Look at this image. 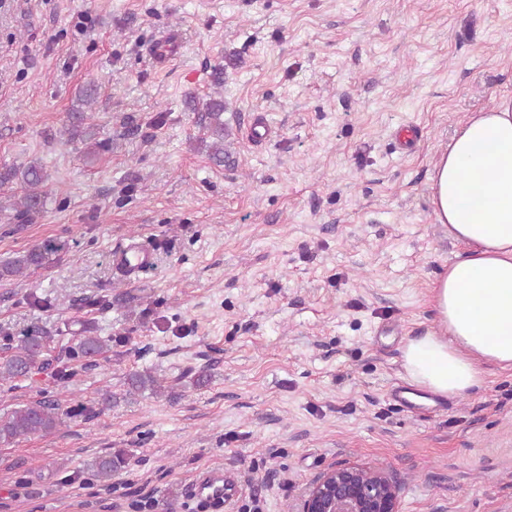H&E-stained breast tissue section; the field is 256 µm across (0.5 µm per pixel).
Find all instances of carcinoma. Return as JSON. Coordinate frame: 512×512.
Here are the masks:
<instances>
[{"instance_id":"cac0c4a2","label":"carcinoma","mask_w":512,"mask_h":512,"mask_svg":"<svg viewBox=\"0 0 512 512\" xmlns=\"http://www.w3.org/2000/svg\"><path fill=\"white\" fill-rule=\"evenodd\" d=\"M187 105L197 113L198 123L205 131L206 137L202 138L201 143L205 144L209 159L219 166L224 164V159L228 158V151L224 148V100L211 97L201 101L191 96ZM14 181L19 183L21 195L13 205L14 214L8 217V221L21 227L33 223L44 210L48 174L36 159L21 167H1L0 186ZM61 249V245L51 240L25 249L12 261L0 266V279L20 275L32 267H42L50 263L52 256ZM107 347V340L100 336L84 335L79 338L80 353L88 359L91 367L96 365V358ZM48 365L50 359L47 358L44 337L27 336L12 347L8 355L0 358V381H14L29 375L36 368ZM148 386L159 388L161 384L148 373L135 372L128 377L126 394L132 395ZM65 416H71V411L61 410L57 402L38 400L16 408L0 416V443L9 444L18 438L49 434L63 423ZM128 464V458L118 451L97 457L91 467L101 481L108 482L112 474L126 468Z\"/></svg>"}]
</instances>
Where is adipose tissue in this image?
<instances>
[{
  "label": "adipose tissue",
  "mask_w": 512,
  "mask_h": 512,
  "mask_svg": "<svg viewBox=\"0 0 512 512\" xmlns=\"http://www.w3.org/2000/svg\"><path fill=\"white\" fill-rule=\"evenodd\" d=\"M431 203L464 251L436 280L440 329L403 349L406 379L433 394L512 367V100L470 116L434 166Z\"/></svg>",
  "instance_id": "adipose-tissue-1"
}]
</instances>
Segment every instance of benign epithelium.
<instances>
[{
  "label": "benign epithelium",
  "mask_w": 512,
  "mask_h": 512,
  "mask_svg": "<svg viewBox=\"0 0 512 512\" xmlns=\"http://www.w3.org/2000/svg\"><path fill=\"white\" fill-rule=\"evenodd\" d=\"M397 485L391 476L359 466L334 468L320 476L303 512H397Z\"/></svg>",
  "instance_id": "benign-epithelium-1"
}]
</instances>
